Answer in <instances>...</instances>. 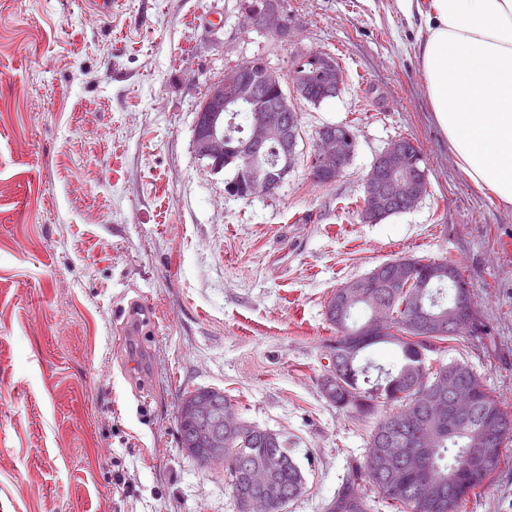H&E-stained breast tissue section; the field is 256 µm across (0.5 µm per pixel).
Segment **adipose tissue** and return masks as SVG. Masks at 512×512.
I'll use <instances>...</instances> for the list:
<instances>
[{
    "instance_id": "ef3b65f1",
    "label": "adipose tissue",
    "mask_w": 512,
    "mask_h": 512,
    "mask_svg": "<svg viewBox=\"0 0 512 512\" xmlns=\"http://www.w3.org/2000/svg\"><path fill=\"white\" fill-rule=\"evenodd\" d=\"M456 167L512 206V0H397Z\"/></svg>"
}]
</instances>
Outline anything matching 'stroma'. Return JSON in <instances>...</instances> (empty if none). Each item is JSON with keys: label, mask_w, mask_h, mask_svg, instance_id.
<instances>
[{"label": "stroma", "mask_w": 512, "mask_h": 512, "mask_svg": "<svg viewBox=\"0 0 512 512\" xmlns=\"http://www.w3.org/2000/svg\"><path fill=\"white\" fill-rule=\"evenodd\" d=\"M244 0H0V512H238L222 469L178 446L186 392L224 390L296 445L324 512L377 416L324 396L326 304L399 256L460 268L487 326L449 342L512 416V208L457 169L432 118L395 0H278L280 42ZM339 56V95L298 102L296 168L274 195L224 191L192 147L194 111L226 61ZM352 124L335 182L307 157ZM420 148L417 206L365 224L352 203L397 138ZM122 473L125 488L112 483ZM464 512H512V447Z\"/></svg>", "instance_id": "obj_1"}]
</instances>
